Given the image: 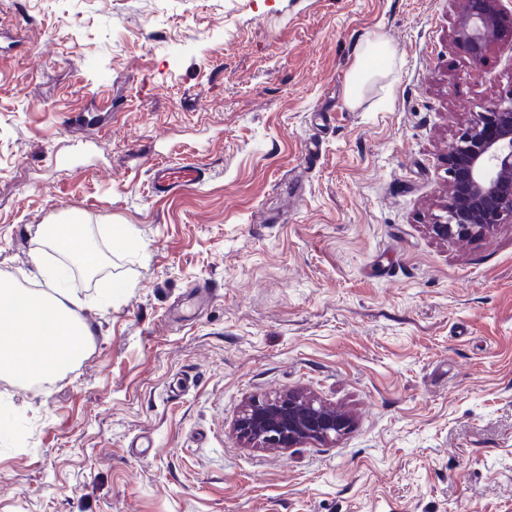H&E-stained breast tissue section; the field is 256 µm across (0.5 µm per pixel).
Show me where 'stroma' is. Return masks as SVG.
<instances>
[{
	"label": "stroma",
	"mask_w": 512,
	"mask_h": 512,
	"mask_svg": "<svg viewBox=\"0 0 512 512\" xmlns=\"http://www.w3.org/2000/svg\"><path fill=\"white\" fill-rule=\"evenodd\" d=\"M458 9L0 0V273L46 288L34 229L75 214L117 285L66 373L0 378V512H512V220L429 230L449 141L512 94V0L479 70ZM184 160L201 185L154 195ZM289 391L349 428L246 446ZM393 52L380 35H376L372 40L362 45L358 52V61L353 70L348 90L347 100L349 104L356 105L361 98L364 86L369 82L376 73L384 70H374L370 61L377 58H385L390 63Z\"/></svg>",
	"instance_id": "stroma-1"
}]
</instances>
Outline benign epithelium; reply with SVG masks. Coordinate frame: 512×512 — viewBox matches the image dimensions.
Here are the masks:
<instances>
[{
  "label": "benign epithelium",
  "mask_w": 512,
  "mask_h": 512,
  "mask_svg": "<svg viewBox=\"0 0 512 512\" xmlns=\"http://www.w3.org/2000/svg\"><path fill=\"white\" fill-rule=\"evenodd\" d=\"M503 0H459L454 39L475 67L501 30ZM448 199L431 225L440 238H474L512 218V94L475 113L448 143ZM336 409L301 392L253 401L238 418L244 442L257 448H293L336 439L347 428Z\"/></svg>",
  "instance_id": "obj_1"
}]
</instances>
